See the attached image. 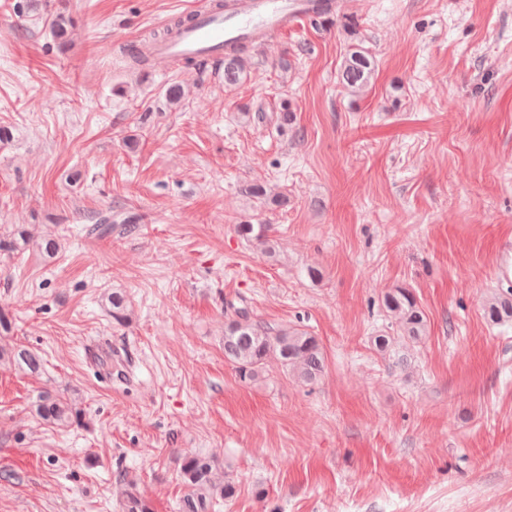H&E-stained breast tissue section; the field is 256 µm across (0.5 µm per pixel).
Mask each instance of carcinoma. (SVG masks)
Instances as JSON below:
<instances>
[{"mask_svg":"<svg viewBox=\"0 0 512 512\" xmlns=\"http://www.w3.org/2000/svg\"><path fill=\"white\" fill-rule=\"evenodd\" d=\"M74 20L63 11L56 13L50 22L54 41L61 47L69 43ZM250 43L242 41L224 55V82L236 83L247 73ZM373 57L365 50L354 48L344 59L342 79L352 89L366 87L374 72ZM112 212L98 214L95 224L87 229L90 234L112 232ZM239 234L254 240L273 253V246L264 224H239ZM33 235L26 229L11 233L10 239L0 238V251L14 252L23 249ZM383 304L395 320L402 336L417 340L425 333L426 320L415 296L406 288H395L388 292ZM235 308L236 319L224 329V357L234 363L240 380L252 381L270 358H275L306 383L317 381L324 371V356L318 339L299 329H280L271 332L254 322L244 307ZM486 317L494 322L512 319V297L497 296L485 305ZM18 366L32 373L38 372L40 359L35 353L19 349L14 354ZM38 415L50 423L70 420L73 407L67 399L46 393L37 404ZM180 477L187 489L182 500V512H210L214 500H227L234 495V486L229 481L215 477L213 460L202 455H185L180 460ZM122 512H150V505L135 486L126 482L120 491Z\"/></svg>","mask_w":512,"mask_h":512,"instance_id":"obj_1","label":"carcinoma"}]
</instances>
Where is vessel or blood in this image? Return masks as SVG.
<instances>
[{"instance_id":"vessel-or-blood-1","label":"vessel or blood","mask_w":512,"mask_h":512,"mask_svg":"<svg viewBox=\"0 0 512 512\" xmlns=\"http://www.w3.org/2000/svg\"><path fill=\"white\" fill-rule=\"evenodd\" d=\"M344 0H231L228 7L191 15L153 53L168 64L191 57L208 62L222 59L226 44L267 34L278 35L288 24L336 10Z\"/></svg>"}]
</instances>
